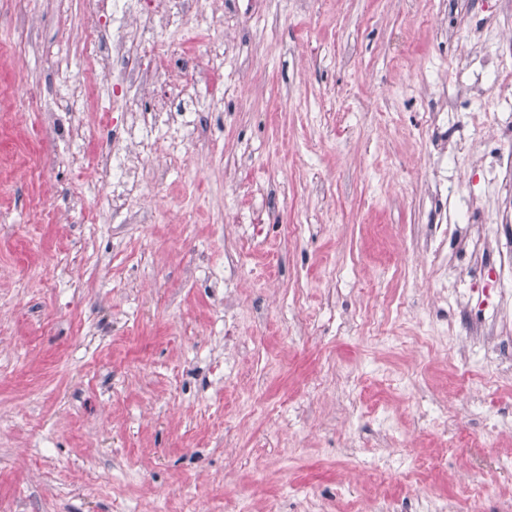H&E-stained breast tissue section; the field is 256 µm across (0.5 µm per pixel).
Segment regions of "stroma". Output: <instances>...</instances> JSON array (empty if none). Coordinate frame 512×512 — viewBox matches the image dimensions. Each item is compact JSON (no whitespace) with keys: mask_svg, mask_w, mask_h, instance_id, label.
<instances>
[{"mask_svg":"<svg viewBox=\"0 0 512 512\" xmlns=\"http://www.w3.org/2000/svg\"><path fill=\"white\" fill-rule=\"evenodd\" d=\"M111 23L0 0V512H512V352L470 339L512 338V272L460 244L512 253V8L194 0L151 25L183 51L140 105L187 114L145 150L77 82ZM28 91L48 111H15ZM114 137L130 201L101 206Z\"/></svg>","mask_w":512,"mask_h":512,"instance_id":"1","label":"stroma"}]
</instances>
